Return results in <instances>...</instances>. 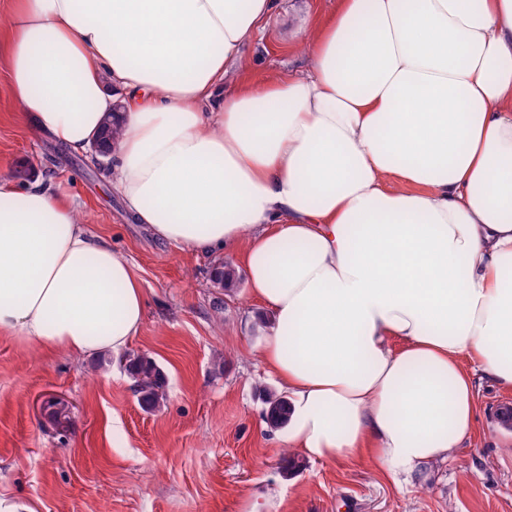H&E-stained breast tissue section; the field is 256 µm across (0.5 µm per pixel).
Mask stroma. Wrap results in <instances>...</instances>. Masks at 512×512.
Segmentation results:
<instances>
[{
    "label": "stroma",
    "mask_w": 512,
    "mask_h": 512,
    "mask_svg": "<svg viewBox=\"0 0 512 512\" xmlns=\"http://www.w3.org/2000/svg\"><path fill=\"white\" fill-rule=\"evenodd\" d=\"M325 5L279 0L244 50L243 75L303 70ZM21 167L75 199L90 235L129 260L146 306L126 353L155 361L167 386L148 412L123 355L76 359L0 334L1 501L18 512H512V431L498 420L512 387L476 378L471 434L413 471L309 459L264 421L261 392L281 387L259 359L270 316L246 277L224 290L212 257L130 222L106 163L25 128L0 70V175ZM51 398L65 404L64 422L45 410Z\"/></svg>",
    "instance_id": "1"
}]
</instances>
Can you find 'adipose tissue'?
Returning <instances> with one entry per match:
<instances>
[{"label":"adipose tissue","mask_w":512,"mask_h":512,"mask_svg":"<svg viewBox=\"0 0 512 512\" xmlns=\"http://www.w3.org/2000/svg\"><path fill=\"white\" fill-rule=\"evenodd\" d=\"M336 2L301 76L235 74L275 0H13L0 68L72 152L114 113L133 222L240 252L290 447L411 471L472 429L463 361L512 386V0ZM82 220L0 176V333L74 357L137 336L143 292Z\"/></svg>","instance_id":"1"}]
</instances>
